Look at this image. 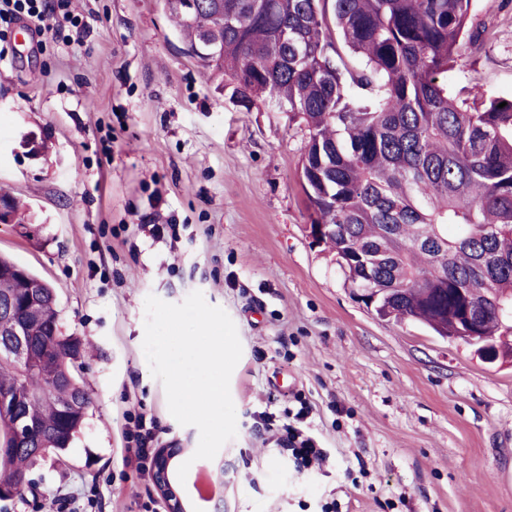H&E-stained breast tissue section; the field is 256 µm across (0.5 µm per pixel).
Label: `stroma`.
Masks as SVG:
<instances>
[{
  "label": "stroma",
  "mask_w": 512,
  "mask_h": 512,
  "mask_svg": "<svg viewBox=\"0 0 512 512\" xmlns=\"http://www.w3.org/2000/svg\"><path fill=\"white\" fill-rule=\"evenodd\" d=\"M69 44L0 40V188L30 223L0 224V254L50 282L91 406L73 443L28 473L0 512H144L158 493L127 458V415L154 447L195 452L142 343L145 299L202 292L236 325L237 435L226 512H512V362L416 322L376 317L336 257L311 245L299 184L306 141L287 113L246 110L188 53L163 0H72ZM481 34L448 73L512 98V0H473ZM175 231L154 237L153 225ZM326 448L323 470L280 451L287 411Z\"/></svg>",
  "instance_id": "35a3bbf8"
}]
</instances>
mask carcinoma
<instances>
[{"label":"carcinoma","instance_id":"obj_1","mask_svg":"<svg viewBox=\"0 0 512 512\" xmlns=\"http://www.w3.org/2000/svg\"><path fill=\"white\" fill-rule=\"evenodd\" d=\"M183 41L223 32L205 64L230 99L299 117L308 130L300 184L312 224L350 287L377 317L411 320L435 336H478L512 360V99L479 85L461 103L445 78L469 32L472 0H224V22L205 5L188 24L167 0ZM504 107H499L502 102ZM35 274L0 256V298L22 305ZM42 318L29 325L35 353L72 372L81 342L59 330L45 284ZM0 388L40 429L18 437L0 410V491L69 447L91 404L70 387L0 358Z\"/></svg>","mask_w":512,"mask_h":512}]
</instances>
